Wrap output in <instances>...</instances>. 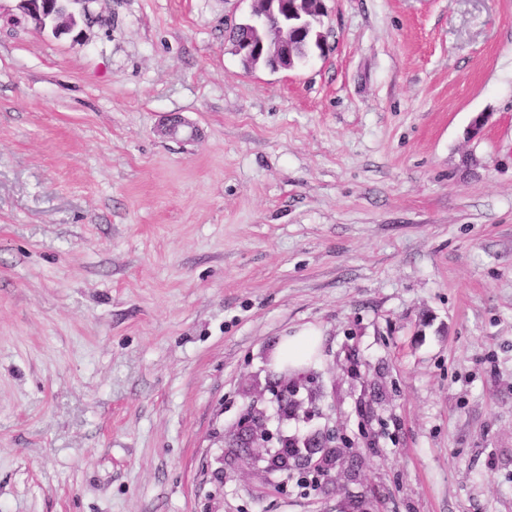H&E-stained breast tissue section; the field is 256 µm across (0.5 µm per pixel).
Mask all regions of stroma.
Segmentation results:
<instances>
[{"label":"stroma","mask_w":512,"mask_h":512,"mask_svg":"<svg viewBox=\"0 0 512 512\" xmlns=\"http://www.w3.org/2000/svg\"><path fill=\"white\" fill-rule=\"evenodd\" d=\"M325 6L272 72L250 0H0V512H512V0ZM254 403L346 435L328 482L239 447ZM20 9L29 17H31L37 28L45 30L51 28L53 32H57L61 24V20L68 19L69 27L76 24L75 14L69 9L58 6L61 0H18ZM318 343L319 337L311 329L285 337L277 346L273 368L282 371L288 363L290 372L300 369L316 358Z\"/></svg>","instance_id":"obj_1"}]
</instances>
